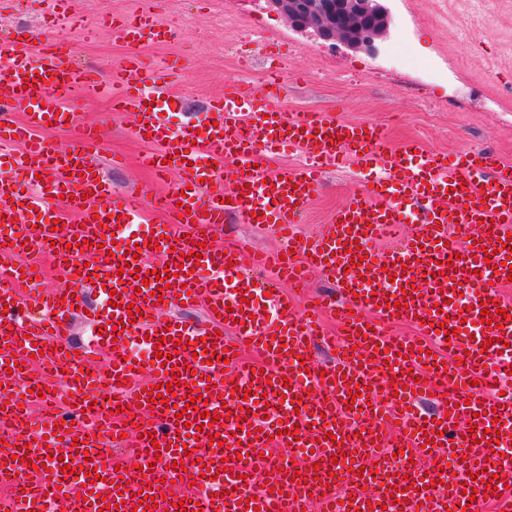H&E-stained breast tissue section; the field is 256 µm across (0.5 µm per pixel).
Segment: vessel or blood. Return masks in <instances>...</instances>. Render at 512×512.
<instances>
[{
  "instance_id": "1",
  "label": "vessel or blood",
  "mask_w": 512,
  "mask_h": 512,
  "mask_svg": "<svg viewBox=\"0 0 512 512\" xmlns=\"http://www.w3.org/2000/svg\"><path fill=\"white\" fill-rule=\"evenodd\" d=\"M112 34L133 51L175 37L149 12L114 18ZM71 53L53 41H0V151L25 146L19 176L0 169V388L14 391L23 365L47 363L71 373L80 399L0 452V487L9 491L0 512H43L48 500L65 512H132L142 495L153 498V512H246L251 498L263 512H310L315 504L322 512H479L490 491L499 512H512V480L490 452L512 434V394L488 391L491 376L512 365V298L501 292L512 270V165L487 149L448 157L414 140L398 152L379 123L347 122L331 109L286 112L274 92L284 74L279 59L260 92L233 90L212 101L201 139L195 124L172 130L159 119L174 101L179 69L144 78L133 54L112 74L119 88L113 109L132 114L135 136L154 145L147 164L160 175L179 170L184 182L159 203L167 224L144 235L141 211L113 201L110 183L92 168L103 134L79 123L68 98L93 77ZM19 108L25 121L17 125ZM52 125L78 134L57 144L46 136ZM281 150L299 152V162L268 172L269 154ZM349 161L360 192L315 237L298 241L290 229L305 204L328 172ZM225 172L233 183L226 192L217 186ZM231 215L287 232L284 255L215 248ZM57 220L63 229H54ZM408 221L414 231L395 250H375ZM111 235L124 240L125 253L113 257L102 246ZM47 255L63 289L17 290ZM201 268L209 279H196ZM266 268L297 287L318 271L337 293L296 316L287 294L252 284L251 271ZM143 279L149 287H140ZM162 281L167 290L153 296ZM89 282L103 288L91 319L97 334L74 355L66 318L84 303L75 286ZM200 296L208 299L204 324L170 315V307L192 306ZM500 307L508 318L499 329ZM325 311L338 313L340 336H324ZM399 319L414 323L416 335H388ZM466 321L471 329H463ZM147 334L152 356L145 365L112 343L117 335ZM319 335L336 348V363L315 360L310 344ZM180 341L185 349H177ZM247 345L262 356V372L240 361ZM48 348L55 351L50 360ZM103 350L120 413L91 407L84 393L103 380L91 361ZM226 368L234 382L224 381ZM170 373L182 381L177 401L157 403L155 386ZM192 390L209 391V400L186 405ZM260 393L266 402L257 401ZM431 394L440 412H420L417 399ZM203 408L210 418L200 417ZM88 420L124 435L132 464L116 466L111 443L82 430ZM189 424L200 426L198 437L185 436ZM155 443L160 452H152ZM63 444V460L49 459ZM187 452L192 463L172 470L176 455ZM297 454L303 466L293 465ZM76 460L86 470L78 492L61 474ZM260 463L277 471L271 486L256 485ZM93 469L100 480L89 481ZM441 469L449 478L440 484ZM472 470L477 480H469ZM123 481L125 494L117 490Z\"/></svg>"
}]
</instances>
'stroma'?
Wrapping results in <instances>:
<instances>
[{"mask_svg":"<svg viewBox=\"0 0 512 512\" xmlns=\"http://www.w3.org/2000/svg\"><path fill=\"white\" fill-rule=\"evenodd\" d=\"M50 0H0V39L19 34L63 41L74 58L99 77V84L74 97L82 120L101 126L106 149L94 161L113 190L148 205L164 186L146 168L145 145L133 136V118L111 108L102 83L126 57L101 20L152 10L158 22L177 30L169 43L148 45L140 54L149 70L173 63L186 67L177 88L180 105L162 113L178 128L193 110L230 85L259 86L266 77L267 53L278 50L292 80L279 103L291 112L343 107L352 121L383 124L392 144L417 140L447 154L491 148L512 163V0H390L394 31H406L418 58L403 64L392 41L378 54L323 41L313 31L295 30L266 0H70L83 26L47 31L43 16ZM360 186L350 169L328 173L320 194L304 208L299 236L314 234L330 211ZM244 242L262 250L284 244L271 227L228 222L216 247Z\"/></svg>","mask_w":512,"mask_h":512,"instance_id":"stroma-1","label":"stroma"}]
</instances>
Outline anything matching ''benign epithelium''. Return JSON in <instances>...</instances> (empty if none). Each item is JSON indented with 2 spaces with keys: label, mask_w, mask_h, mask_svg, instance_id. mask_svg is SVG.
Returning <instances> with one entry per match:
<instances>
[{
  "label": "benign epithelium",
  "mask_w": 512,
  "mask_h": 512,
  "mask_svg": "<svg viewBox=\"0 0 512 512\" xmlns=\"http://www.w3.org/2000/svg\"><path fill=\"white\" fill-rule=\"evenodd\" d=\"M294 28L311 29L325 41L340 40L355 50L377 52L394 24L387 0H265Z\"/></svg>",
  "instance_id": "obj_1"
}]
</instances>
